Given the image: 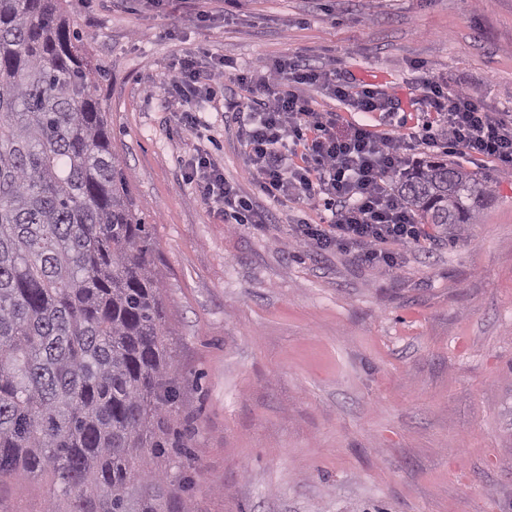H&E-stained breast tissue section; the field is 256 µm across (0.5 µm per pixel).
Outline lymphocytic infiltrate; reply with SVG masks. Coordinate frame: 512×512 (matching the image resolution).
I'll use <instances>...</instances> for the list:
<instances>
[{
  "instance_id": "obj_1",
  "label": "lymphocytic infiltrate",
  "mask_w": 512,
  "mask_h": 512,
  "mask_svg": "<svg viewBox=\"0 0 512 512\" xmlns=\"http://www.w3.org/2000/svg\"><path fill=\"white\" fill-rule=\"evenodd\" d=\"M226 67V61L206 63L200 52H186L174 67L170 87L188 100L210 94ZM239 79L265 99L259 120L242 131L259 190L276 200L299 195L331 213L328 223L299 228L298 241L352 250L365 263L397 270V254L383 251V244L404 246L422 237L409 212L381 184L383 173L402 166V145L381 142L362 127L339 130L335 113L315 111L307 92L326 91L361 112L392 111L393 98L369 85L358 89L339 81L335 70L308 67L298 54L262 64ZM424 101L444 115L451 142L468 155L495 159L501 174L512 177V122L486 111L473 94L450 95L431 81L424 84ZM295 154L300 164L290 163ZM187 168L201 198L225 223H258L250 201L208 154L196 153Z\"/></svg>"
}]
</instances>
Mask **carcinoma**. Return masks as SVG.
Returning <instances> with one entry per match:
<instances>
[{
	"label": "carcinoma",
	"instance_id": "carcinoma-1",
	"mask_svg": "<svg viewBox=\"0 0 512 512\" xmlns=\"http://www.w3.org/2000/svg\"><path fill=\"white\" fill-rule=\"evenodd\" d=\"M99 70L60 0H0V485L53 477L44 512H190L162 462L178 373L150 230ZM492 181L443 159L400 173L418 224H474Z\"/></svg>",
	"mask_w": 512,
	"mask_h": 512
}]
</instances>
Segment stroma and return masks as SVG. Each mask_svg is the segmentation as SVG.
<instances>
[{
  "instance_id": "1",
  "label": "stroma",
  "mask_w": 512,
  "mask_h": 512,
  "mask_svg": "<svg viewBox=\"0 0 512 512\" xmlns=\"http://www.w3.org/2000/svg\"><path fill=\"white\" fill-rule=\"evenodd\" d=\"M101 68L112 148L149 224L188 429L191 512H512V179L450 148L425 81L512 120V0H63ZM231 61L196 103L165 96L187 50ZM398 99L318 112L412 142L493 182L478 223L400 248L385 274L354 253L296 244L324 207L258 192L241 127L260 100L237 71L291 53ZM204 150L269 217L227 224L187 178ZM51 476L0 488V512H42Z\"/></svg>"
}]
</instances>
